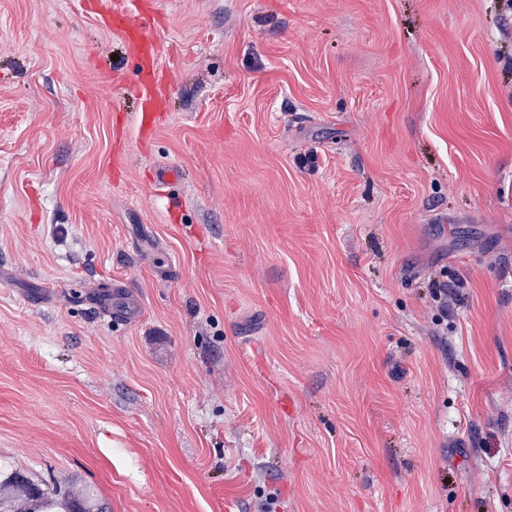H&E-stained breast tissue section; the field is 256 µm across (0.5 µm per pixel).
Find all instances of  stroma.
<instances>
[{
  "instance_id": "1",
  "label": "stroma",
  "mask_w": 512,
  "mask_h": 512,
  "mask_svg": "<svg viewBox=\"0 0 512 512\" xmlns=\"http://www.w3.org/2000/svg\"><path fill=\"white\" fill-rule=\"evenodd\" d=\"M94 2L0 0V473L103 512H512V10L148 0L144 133ZM116 279L136 321L86 298Z\"/></svg>"
}]
</instances>
